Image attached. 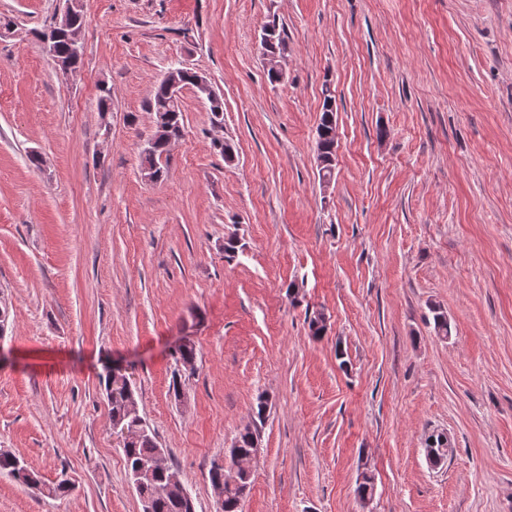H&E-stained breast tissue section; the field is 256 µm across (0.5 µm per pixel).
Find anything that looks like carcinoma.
Listing matches in <instances>:
<instances>
[{"mask_svg": "<svg viewBox=\"0 0 512 512\" xmlns=\"http://www.w3.org/2000/svg\"><path fill=\"white\" fill-rule=\"evenodd\" d=\"M50 37L53 48L52 60L56 65L80 66L83 48H74L64 33L48 27L39 33V38ZM261 47L265 55H285L288 49L284 27L271 21L264 26L261 33ZM168 73L176 76L181 87L196 86L199 73L193 68L171 67ZM146 111L155 115L154 130L143 150L142 173L151 175L157 181L164 180L167 167L163 161L169 159L168 142L182 135V105L173 97L165 79H159L153 88ZM336 96L330 89H325L322 113L316 127V160L319 173L324 183L334 177L336 166ZM112 422H121L136 429L131 440L123 444L125 466L140 501L149 503L152 512H194L193 499L183 497L177 492H168L171 477L176 472L168 467L156 468L148 475L138 479L135 472L144 469L153 462L163 450L159 448L155 436L140 415L134 392L110 398ZM268 399L260 396L252 409L255 418L254 427H245L235 436L233 445L238 457L249 456L260 446L261 425L268 411ZM0 474H5L31 490H42L41 481L36 474L20 464V458L8 451H0ZM252 475L240 477L237 485H224L223 512H240L241 502L251 485Z\"/></svg>", "mask_w": 512, "mask_h": 512, "instance_id": "obj_1", "label": "carcinoma"}]
</instances>
